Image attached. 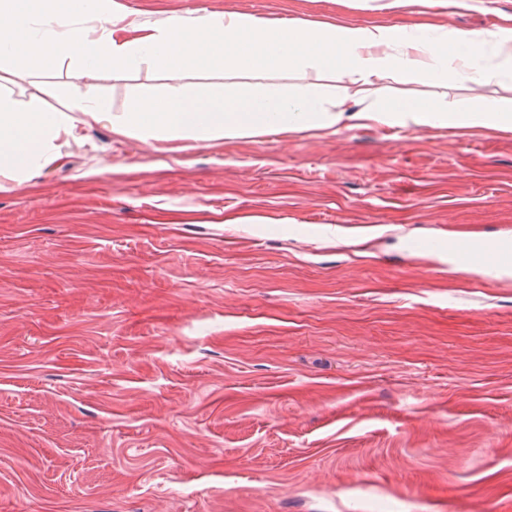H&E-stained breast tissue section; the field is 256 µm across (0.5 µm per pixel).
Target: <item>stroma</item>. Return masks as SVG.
<instances>
[{"instance_id":"stroma-1","label":"stroma","mask_w":512,"mask_h":512,"mask_svg":"<svg viewBox=\"0 0 512 512\" xmlns=\"http://www.w3.org/2000/svg\"><path fill=\"white\" fill-rule=\"evenodd\" d=\"M512 29V0H122ZM62 66L15 78L21 99ZM152 72L103 73L108 111ZM388 93L512 99V78ZM512 133L370 126L148 147L82 128L0 176V512H512Z\"/></svg>"}]
</instances>
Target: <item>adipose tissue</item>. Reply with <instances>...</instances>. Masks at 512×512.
Instances as JSON below:
<instances>
[{
	"mask_svg": "<svg viewBox=\"0 0 512 512\" xmlns=\"http://www.w3.org/2000/svg\"><path fill=\"white\" fill-rule=\"evenodd\" d=\"M487 46L496 49L498 65H477L478 50ZM62 62L87 76L145 67L159 81L128 111L116 113L107 112L92 85L81 90L55 83L48 101L38 94L13 98L0 83V176L22 182L56 165L81 127L102 121L150 146L270 130L335 133L368 124L512 132V100L487 106L384 92L392 80L490 83L512 72V34L499 27L426 34L415 27L208 12L141 29L122 0H0V72L48 74ZM222 69L300 71L314 78L291 88L268 82L227 92L207 81ZM185 71L197 82H179ZM326 73L344 81L341 99L319 82Z\"/></svg>",
	"mask_w": 512,
	"mask_h": 512,
	"instance_id": "ef3b65f1",
	"label": "adipose tissue"
}]
</instances>
